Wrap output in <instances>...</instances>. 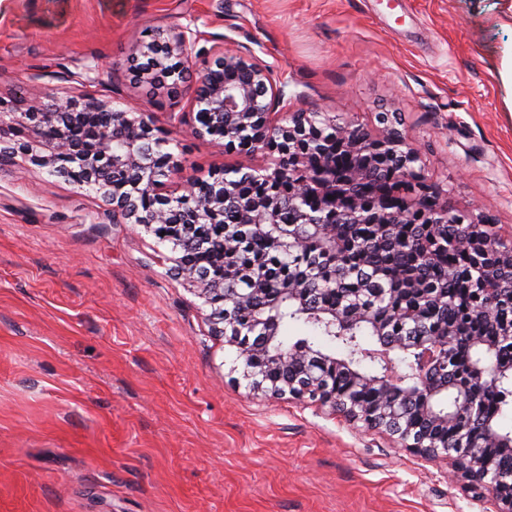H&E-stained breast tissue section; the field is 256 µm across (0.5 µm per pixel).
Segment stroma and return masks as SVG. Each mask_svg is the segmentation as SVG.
I'll use <instances>...</instances> for the list:
<instances>
[{
  "instance_id": "obj_1",
  "label": "stroma",
  "mask_w": 512,
  "mask_h": 512,
  "mask_svg": "<svg viewBox=\"0 0 512 512\" xmlns=\"http://www.w3.org/2000/svg\"><path fill=\"white\" fill-rule=\"evenodd\" d=\"M160 30L207 58L250 47L291 109L371 133L393 114L449 209L512 239V0H0V98L140 104L188 176L261 163L193 135L190 95L134 77ZM170 253L94 193L0 167V512H495L445 462L250 390Z\"/></svg>"
}]
</instances>
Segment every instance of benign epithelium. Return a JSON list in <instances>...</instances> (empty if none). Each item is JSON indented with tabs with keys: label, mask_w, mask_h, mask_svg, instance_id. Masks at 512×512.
Instances as JSON below:
<instances>
[{
	"label": "benign epithelium",
	"mask_w": 512,
	"mask_h": 512,
	"mask_svg": "<svg viewBox=\"0 0 512 512\" xmlns=\"http://www.w3.org/2000/svg\"><path fill=\"white\" fill-rule=\"evenodd\" d=\"M139 57L151 58L139 71L144 82L157 86L156 71L166 74L165 85L182 90L187 67L197 58L196 39L180 31L165 41L142 43ZM201 78L192 86L196 109L191 132L240 154L265 155L259 167L226 166L209 178H189L179 199L195 205L184 217L186 231L211 223L233 203L239 228L264 236L271 246L298 249L315 238L321 254L340 260L351 242L341 230L349 224H371L395 246L412 243L424 260L437 261L451 248L466 255L480 273L478 287L471 278L448 267V277L472 290L469 308L493 330L490 338L463 323L425 313L447 291L429 281L411 279L400 289L395 304L367 272L370 303L350 300L344 309L320 301L321 288L307 274L271 284L246 277L248 287L224 297V281L205 269L174 259L176 275L198 286L199 297L210 306L211 331L239 350L243 376L249 386L272 397L285 394L312 398L348 421L397 437L404 447L423 456L450 462L451 477L466 488L494 500L497 512H512V478L495 474L485 461L488 448L512 457V433H502L492 421L469 418L478 413L486 396L512 381V365L489 373L481 355L512 345V247L495 237L486 219L468 224L458 238H448V224L464 219L431 194L422 174L421 155L396 129L371 135L349 121H314L316 112L286 111L285 84L274 68L245 46L224 48L206 61ZM168 140L158 134L146 110L138 106L114 109L95 101L41 93L24 101L20 112L0 100V154L22 156L84 190L91 189L112 207V222L136 224L148 234L167 222L173 197L168 183L181 172L176 156L165 150ZM261 180L270 187L261 199L237 195L240 178ZM307 203L303 228L282 239L270 231L284 203ZM288 305L296 314L314 316L336 336H350L368 328L377 347L364 353L373 370H361L354 360L339 359L314 347L285 349L280 345L279 311ZM472 355L461 360L459 347ZM413 351L420 355L410 379L396 368V359ZM339 369L349 384L336 389L327 372ZM370 394V402L362 394ZM424 417L430 431L420 432L408 420V406ZM484 436L478 440L476 436Z\"/></svg>",
	"instance_id": "benign-epithelium-1"
}]
</instances>
